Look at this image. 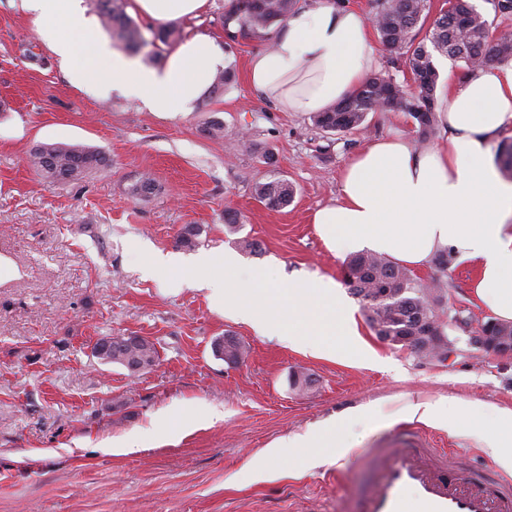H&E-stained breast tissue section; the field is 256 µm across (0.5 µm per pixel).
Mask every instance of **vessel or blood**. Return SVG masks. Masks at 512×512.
Segmentation results:
<instances>
[{
	"label": "vessel or blood",
	"instance_id": "obj_1",
	"mask_svg": "<svg viewBox=\"0 0 512 512\" xmlns=\"http://www.w3.org/2000/svg\"><path fill=\"white\" fill-rule=\"evenodd\" d=\"M428 440L408 429L375 453L376 471L359 512H512V480L462 476L455 449L432 457Z\"/></svg>",
	"mask_w": 512,
	"mask_h": 512
}]
</instances>
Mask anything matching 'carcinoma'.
I'll return each instance as SVG.
<instances>
[{"label": "carcinoma", "mask_w": 512, "mask_h": 512, "mask_svg": "<svg viewBox=\"0 0 512 512\" xmlns=\"http://www.w3.org/2000/svg\"><path fill=\"white\" fill-rule=\"evenodd\" d=\"M297 0H234L231 8L221 11L224 32L231 41L237 37L265 38L269 31L286 21ZM428 0H373L371 22L381 44L389 55V63L404 64L412 75L415 89L383 74L369 77L354 94L317 112L314 125L325 133H350L366 128L369 113L383 110L404 112L418 132L428 136L438 125L436 91L439 72L435 56H446L464 62L469 70L481 69L494 62L512 60V38L489 40V22L470 0H448L428 37L417 40V27L424 24ZM102 25L113 39L136 51L151 44L159 49L173 46L182 39V28L174 23L150 26L151 39H146L139 26L126 12V0H92ZM35 169L50 184L64 177L66 182L84 179L93 172L109 167L105 152L82 144L41 143L31 155ZM496 161L507 177H512V141L502 140L496 149ZM158 186L141 176L127 187L134 199L155 194ZM253 192L260 202L271 208H282L291 202L293 187L288 181L274 178L258 182ZM201 228L183 226L175 238L180 248L197 246ZM346 284L362 304L370 325L383 328L386 335L413 336L420 331L422 320L435 316L434 306L445 302L443 288H430L398 263L374 253H358L347 262ZM93 351L105 363L126 369L134 363L155 364L157 349L149 339L139 345H123L114 337L99 339Z\"/></svg>", "instance_id": "1"}]
</instances>
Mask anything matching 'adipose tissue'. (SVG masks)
I'll return each mask as SVG.
<instances>
[{
    "label": "adipose tissue",
    "mask_w": 512,
    "mask_h": 512,
    "mask_svg": "<svg viewBox=\"0 0 512 512\" xmlns=\"http://www.w3.org/2000/svg\"><path fill=\"white\" fill-rule=\"evenodd\" d=\"M209 0H132L131 10L164 25L206 11ZM41 38L78 88L111 81L152 112L188 111L209 92L224 66V52L207 34L185 38L162 66L123 57L110 47L83 0H19ZM369 18L359 11L316 0L281 25L275 45L252 53L248 81L281 112L326 111L350 96L377 64ZM439 121L446 138L417 150L402 137L371 143L345 166L341 195L318 209L312 222L338 253L368 250L422 267L441 250L474 264L472 292L494 318L512 322V184L502 182L490 146L512 125V64L452 80ZM486 445L512 468V413L490 423L462 416ZM336 425L286 438L266 451L282 457L308 449V465L329 462Z\"/></svg>",
    "instance_id": "ef3b65f1"
}]
</instances>
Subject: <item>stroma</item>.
I'll return each mask as SVG.
<instances>
[{
  "mask_svg": "<svg viewBox=\"0 0 512 512\" xmlns=\"http://www.w3.org/2000/svg\"><path fill=\"white\" fill-rule=\"evenodd\" d=\"M219 13L209 0L181 26L222 40L233 82L167 115L112 90L73 87L32 19L0 0V512H355L373 477L359 454L408 425L462 453L463 473L503 469L455 420L473 408L489 418L512 410V358L475 350L440 364L380 340L345 284L346 255L312 222L371 141L398 134L428 148L437 136L421 139L402 112H372L365 130L325 134L310 114L277 111L246 80L249 55L271 39L226 41ZM213 120L224 125L217 139L201 133ZM44 142L101 148L110 166L78 183H46L31 163ZM143 175L159 191L133 199L126 188ZM271 177L293 186L287 207L255 198L254 184ZM228 209L239 215L234 234ZM187 224L202 229L192 250L175 245ZM243 237L260 251L242 250ZM228 251L247 271L334 279L373 360L291 349L213 310L204 291L172 289L152 265L156 252L188 264ZM415 275L450 285L453 302L485 317L469 261ZM228 334L246 348L234 365L213 351ZM131 335L155 344L151 369L133 374L95 356L100 338ZM296 370L312 375L310 389L291 387ZM428 401L444 403L443 420L410 417ZM338 418L335 464L302 470L272 458L268 479L256 478L252 462L273 442ZM129 434L138 451H105Z\"/></svg>",
  "mask_w": 512,
  "mask_h": 512,
  "instance_id": "35a3bbf8",
  "label": "stroma"
}]
</instances>
